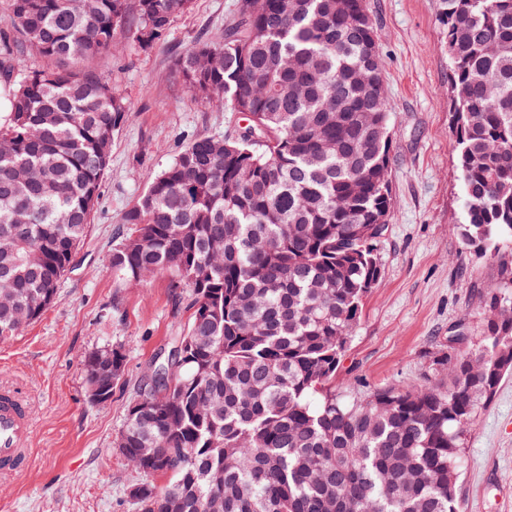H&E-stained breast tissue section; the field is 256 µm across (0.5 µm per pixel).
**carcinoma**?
Segmentation results:
<instances>
[{
    "instance_id": "1",
    "label": "carcinoma",
    "mask_w": 512,
    "mask_h": 512,
    "mask_svg": "<svg viewBox=\"0 0 512 512\" xmlns=\"http://www.w3.org/2000/svg\"><path fill=\"white\" fill-rule=\"evenodd\" d=\"M10 0L0 35V344L53 304L83 243L129 106L92 61L125 38L142 50L192 0ZM452 150L467 245L512 238V0H440ZM244 0L222 40L176 72L207 102L252 115L253 137H198L149 177L111 264L188 288L115 447L145 479L139 512H459L464 436L512 373V295L489 306L481 346H448L443 390L360 396L336 372L380 278L391 208L389 100L365 0ZM121 348L83 361L86 385ZM155 448L148 459L140 449ZM160 472L159 486L150 477Z\"/></svg>"
}]
</instances>
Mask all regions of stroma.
<instances>
[{
    "instance_id": "35a3bbf8",
    "label": "stroma",
    "mask_w": 512,
    "mask_h": 512,
    "mask_svg": "<svg viewBox=\"0 0 512 512\" xmlns=\"http://www.w3.org/2000/svg\"><path fill=\"white\" fill-rule=\"evenodd\" d=\"M238 0H194L192 9L148 50L127 47L96 60L131 107L116 132L98 205L57 301L0 346V388L26 399L34 426L32 465L0 477V512H137L129 495L141 474L115 446L133 385L171 336L187 326L188 297L168 277L120 283L110 255L122 222L147 188L193 138L230 137L244 113L195 99L175 72L188 48L223 34ZM390 102L392 207L377 246L379 283L363 301L360 322L336 372L348 395L414 385L445 387L437 364L448 338L480 342L491 300L503 297L500 262L470 249L463 188L452 151L449 66L436 0H366ZM121 346L123 382L110 401L90 402L83 361ZM461 512H512V374L476 412L458 480Z\"/></svg>"
}]
</instances>
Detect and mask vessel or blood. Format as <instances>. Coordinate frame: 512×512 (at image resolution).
Listing matches in <instances>:
<instances>
[{
  "instance_id": "1",
  "label": "vessel or blood",
  "mask_w": 512,
  "mask_h": 512,
  "mask_svg": "<svg viewBox=\"0 0 512 512\" xmlns=\"http://www.w3.org/2000/svg\"><path fill=\"white\" fill-rule=\"evenodd\" d=\"M33 424L19 392L0 393V476L14 475L31 462Z\"/></svg>"
}]
</instances>
